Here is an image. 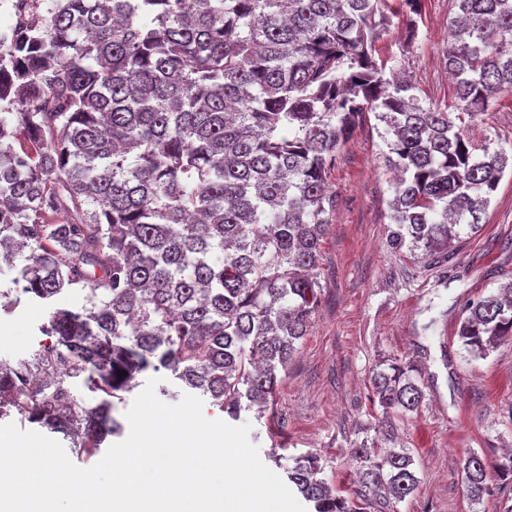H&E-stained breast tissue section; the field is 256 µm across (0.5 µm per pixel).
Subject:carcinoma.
<instances>
[{
  "mask_svg": "<svg viewBox=\"0 0 512 512\" xmlns=\"http://www.w3.org/2000/svg\"><path fill=\"white\" fill-rule=\"evenodd\" d=\"M0 38V260L22 300L53 309L55 342L0 361V418L96 456L122 425L114 400L148 370L174 372L230 418L274 400L320 298L321 245L336 209L327 173L373 112L386 125L394 246L448 253L508 167L463 116L512 91V0H454L445 65L458 113L424 107L385 77L376 41L388 0H10ZM415 36L421 0H399ZM87 288V304L56 302ZM456 336L485 359L512 340V283L468 302ZM101 394L88 404L69 385ZM376 429L420 411L419 369L390 358L371 375ZM347 498L314 454L288 480L312 512H373L412 496L410 449H352ZM468 498L512 456L464 463Z\"/></svg>",
  "mask_w": 512,
  "mask_h": 512,
  "instance_id": "obj_1",
  "label": "carcinoma"
}]
</instances>
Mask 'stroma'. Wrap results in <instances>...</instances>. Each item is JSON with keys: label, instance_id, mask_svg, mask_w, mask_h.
<instances>
[{"label": "stroma", "instance_id": "obj_1", "mask_svg": "<svg viewBox=\"0 0 512 512\" xmlns=\"http://www.w3.org/2000/svg\"><path fill=\"white\" fill-rule=\"evenodd\" d=\"M452 0H422L416 37L401 20L380 35L377 57L404 73L421 104L452 108L454 83L442 50ZM385 125L367 114L341 144L328 185L337 205L322 248L319 307L298 341L273 409L242 412L249 440L279 477L277 460L312 452L324 478L352 491L350 453L375 438L380 409L369 388L373 368L388 357L414 360L422 370L420 412L399 429L420 484L399 512H503L512 491L468 500L463 482L468 452L497 459L512 448V341L488 358H468L456 324L465 303L512 281V172H505L481 230L454 241L448 259L423 257L389 243L393 173L384 155ZM512 153V92L500 95L474 129ZM49 311L21 303L0 312V360L31 356L48 344L40 330Z\"/></svg>", "mask_w": 512, "mask_h": 512}]
</instances>
